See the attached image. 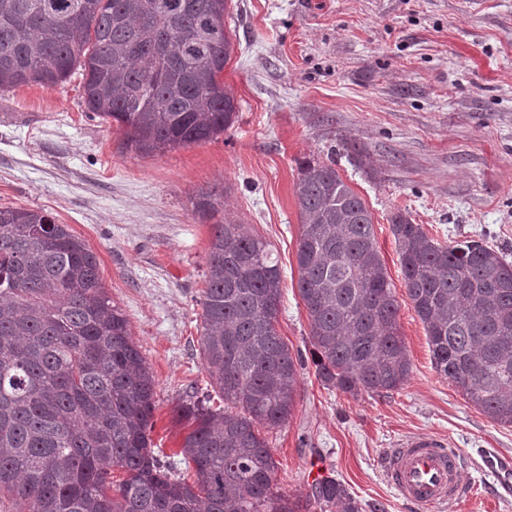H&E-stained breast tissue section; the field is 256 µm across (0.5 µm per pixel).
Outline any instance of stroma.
I'll use <instances>...</instances> for the list:
<instances>
[{
	"label": "stroma",
	"instance_id": "stroma-1",
	"mask_svg": "<svg viewBox=\"0 0 512 512\" xmlns=\"http://www.w3.org/2000/svg\"><path fill=\"white\" fill-rule=\"evenodd\" d=\"M224 83L238 102L217 139L159 156L127 151L112 121L86 112L82 80L0 92V206L51 213L85 241L101 285L130 322L155 380L150 433L174 475L188 430L174 410L224 400L206 371L202 289L211 222L193 208L223 194L224 214L269 242L282 298L277 330L302 361L296 408L261 428L276 492L307 498V463L375 512H418L386 484L382 458L407 435L447 439L467 495L442 512H512L478 469L481 449L512 456V427L490 421L437 374L408 299L391 219L448 245L485 242L512 262V0H232ZM334 161L373 216L411 361L404 385L354 397L323 386L299 296L297 162Z\"/></svg>",
	"mask_w": 512,
	"mask_h": 512
}]
</instances>
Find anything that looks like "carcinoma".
Returning <instances> with one entry per match:
<instances>
[{
    "instance_id": "cac0c4a2",
    "label": "carcinoma",
    "mask_w": 512,
    "mask_h": 512,
    "mask_svg": "<svg viewBox=\"0 0 512 512\" xmlns=\"http://www.w3.org/2000/svg\"><path fill=\"white\" fill-rule=\"evenodd\" d=\"M228 2L0 0V91L53 87L80 67L86 110L115 121L126 149L212 141L238 112L221 79ZM295 192L316 377L354 397L399 389L411 362L369 208L331 162H299ZM221 209L205 194L196 212ZM391 233L434 369L512 427V265L480 241L442 245L402 213ZM207 266L201 345L224 409L178 408L191 427L189 482L151 448L154 380L95 254L51 214L0 206V498L17 497V512H363L333 476L306 499L274 491L277 463L257 425L292 415L300 374L276 329L273 250L218 220ZM115 468L126 477L114 489Z\"/></svg>"
}]
</instances>
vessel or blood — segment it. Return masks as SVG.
<instances>
[{
	"mask_svg": "<svg viewBox=\"0 0 512 512\" xmlns=\"http://www.w3.org/2000/svg\"><path fill=\"white\" fill-rule=\"evenodd\" d=\"M462 467L460 453L437 436L403 437L383 458L386 482L402 501L421 512H437L465 495ZM480 469L503 484L512 478V459L487 450L481 455Z\"/></svg>",
	"mask_w": 512,
	"mask_h": 512,
	"instance_id": "1",
	"label": "vessel or blood"
}]
</instances>
